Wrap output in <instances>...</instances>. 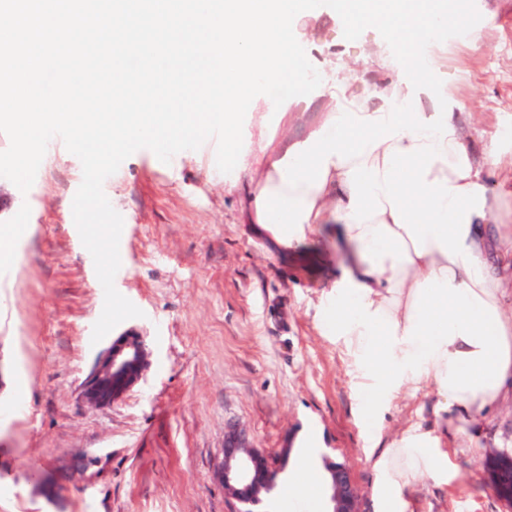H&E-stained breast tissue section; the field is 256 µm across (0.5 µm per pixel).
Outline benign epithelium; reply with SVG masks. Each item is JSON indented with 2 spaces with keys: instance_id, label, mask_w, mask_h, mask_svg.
Instances as JSON below:
<instances>
[{
  "instance_id": "1",
  "label": "benign epithelium",
  "mask_w": 512,
  "mask_h": 512,
  "mask_svg": "<svg viewBox=\"0 0 512 512\" xmlns=\"http://www.w3.org/2000/svg\"><path fill=\"white\" fill-rule=\"evenodd\" d=\"M151 351L142 335L128 330L95 358L81 384L80 398L92 409L112 405L145 380L151 367ZM285 468L284 454L257 448L248 432L238 423L224 426V458L216 477L224 484V494L240 504L238 512L262 505L261 496L271 494ZM330 474L328 507L325 512H361L360 494L350 469L341 462L327 464ZM480 479L512 512V452L489 450L482 462Z\"/></svg>"
}]
</instances>
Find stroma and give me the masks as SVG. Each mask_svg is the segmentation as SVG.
Wrapping results in <instances>:
<instances>
[{"label":"stroma","mask_w":512,"mask_h":512,"mask_svg":"<svg viewBox=\"0 0 512 512\" xmlns=\"http://www.w3.org/2000/svg\"><path fill=\"white\" fill-rule=\"evenodd\" d=\"M478 42L449 38L437 68L449 105L471 114L472 144L497 140L490 194L512 206V0H475ZM293 32L326 80L306 99L254 98L243 149L301 141L327 122L332 77L377 99L414 88L380 33L347 40L331 8L299 15ZM80 160L47 148L28 193L0 177V225L23 217L19 267L0 268V512H232L215 479L224 423L243 425L258 448H312L316 466L345 463L365 512H380L375 436L433 428L436 396L394 401L374 431L357 410L358 367L322 331L320 299L336 278L325 232L280 253L249 223V179L220 172L215 152L186 150L170 163L141 149L104 182L124 220L114 284L142 310L134 328L153 352L145 382L90 409L80 384L100 351L91 341L104 291L74 224ZM26 406L14 411L17 397ZM512 450V410L481 426L476 442L447 446V475L410 482L392 512H506L479 478L484 452Z\"/></svg>","instance_id":"obj_1"}]
</instances>
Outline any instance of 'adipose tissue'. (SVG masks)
<instances>
[{
	"label": "adipose tissue",
	"instance_id": "adipose-tissue-1",
	"mask_svg": "<svg viewBox=\"0 0 512 512\" xmlns=\"http://www.w3.org/2000/svg\"><path fill=\"white\" fill-rule=\"evenodd\" d=\"M319 131L276 156L244 158L250 221L280 249L325 227L339 275L322 295V327L363 367L364 414L379 420L398 396L433 387L438 425L455 439L512 399V313L498 262L512 263V227L490 238L500 208L474 151L468 113L447 94L423 99L348 94ZM430 433L389 441L374 463L381 500L442 471Z\"/></svg>",
	"mask_w": 512,
	"mask_h": 512
}]
</instances>
